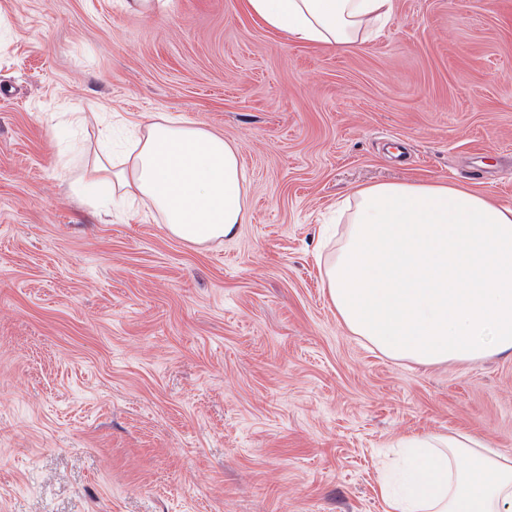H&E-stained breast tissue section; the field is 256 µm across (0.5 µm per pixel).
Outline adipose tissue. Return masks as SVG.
Returning a JSON list of instances; mask_svg holds the SVG:
<instances>
[{
    "mask_svg": "<svg viewBox=\"0 0 512 512\" xmlns=\"http://www.w3.org/2000/svg\"><path fill=\"white\" fill-rule=\"evenodd\" d=\"M268 28L314 45L364 44L396 0H247ZM79 181L140 202L170 235L203 245L249 223L236 144L168 115L120 155L93 151ZM324 283L353 335L428 366L512 355V208L445 182L360 189L324 263ZM386 512H512V457L467 432L413 434L379 483Z\"/></svg>",
    "mask_w": 512,
    "mask_h": 512,
    "instance_id": "ef3b65f1",
    "label": "adipose tissue"
}]
</instances>
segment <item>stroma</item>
<instances>
[{
	"instance_id": "obj_1",
	"label": "stroma",
	"mask_w": 512,
	"mask_h": 512,
	"mask_svg": "<svg viewBox=\"0 0 512 512\" xmlns=\"http://www.w3.org/2000/svg\"><path fill=\"white\" fill-rule=\"evenodd\" d=\"M73 112L233 141L250 222L199 247L105 216ZM405 180L512 207V0H397L349 51L246 0H0V512H385L402 436L512 455V356L389 359L329 303L325 219Z\"/></svg>"
}]
</instances>
